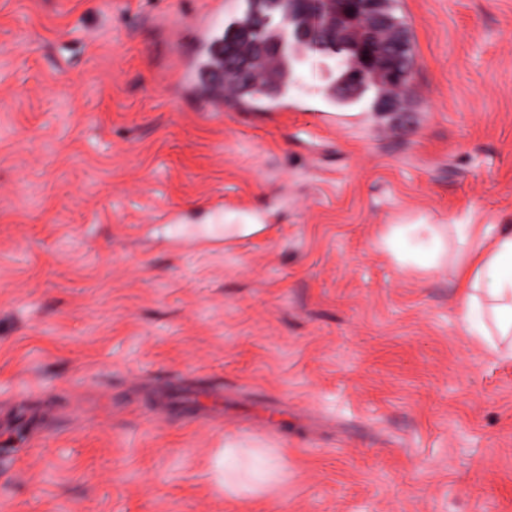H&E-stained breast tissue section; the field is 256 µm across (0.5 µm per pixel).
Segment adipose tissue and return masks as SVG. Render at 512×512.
I'll return each instance as SVG.
<instances>
[{"mask_svg":"<svg viewBox=\"0 0 512 512\" xmlns=\"http://www.w3.org/2000/svg\"><path fill=\"white\" fill-rule=\"evenodd\" d=\"M453 234L468 250L445 262L438 224H393L383 243L403 270L427 274L452 267L462 324L473 335L499 337L502 356L512 358V224H455Z\"/></svg>","mask_w":512,"mask_h":512,"instance_id":"1","label":"adipose tissue"}]
</instances>
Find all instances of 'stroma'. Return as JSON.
<instances>
[{
  "instance_id": "35a3bbf8",
  "label": "stroma",
  "mask_w": 512,
  "mask_h": 512,
  "mask_svg": "<svg viewBox=\"0 0 512 512\" xmlns=\"http://www.w3.org/2000/svg\"><path fill=\"white\" fill-rule=\"evenodd\" d=\"M214 5L0 0V500L512 512V360L380 245L512 222V0H399L417 107L327 123L330 59L285 108L183 93Z\"/></svg>"
}]
</instances>
